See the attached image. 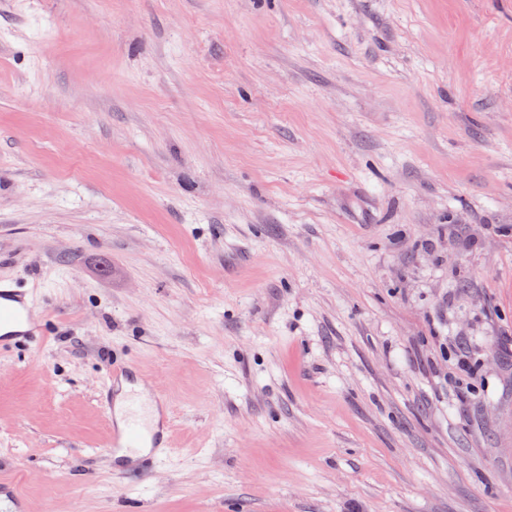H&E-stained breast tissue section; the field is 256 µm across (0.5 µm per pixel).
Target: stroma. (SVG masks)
Here are the masks:
<instances>
[{"mask_svg": "<svg viewBox=\"0 0 512 512\" xmlns=\"http://www.w3.org/2000/svg\"><path fill=\"white\" fill-rule=\"evenodd\" d=\"M0 278L25 512H512V0H0ZM48 320L42 318L36 299L17 282L0 280V351L43 341ZM138 370L126 362L114 361L101 390V401L112 420L109 453L125 450L139 453L143 448L168 447V405L163 395L152 392L145 398Z\"/></svg>", "mask_w": 512, "mask_h": 512, "instance_id": "35a3bbf8", "label": "stroma"}]
</instances>
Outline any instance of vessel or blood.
Here are the masks:
<instances>
[{"label": "vessel or blood", "instance_id": "1", "mask_svg": "<svg viewBox=\"0 0 512 512\" xmlns=\"http://www.w3.org/2000/svg\"><path fill=\"white\" fill-rule=\"evenodd\" d=\"M48 321L27 288L0 280V351L43 340ZM138 370L122 361L113 362L101 390V401L112 420L111 451L139 453L145 448L168 445V405L163 395L143 396Z\"/></svg>", "mask_w": 512, "mask_h": 512}]
</instances>
